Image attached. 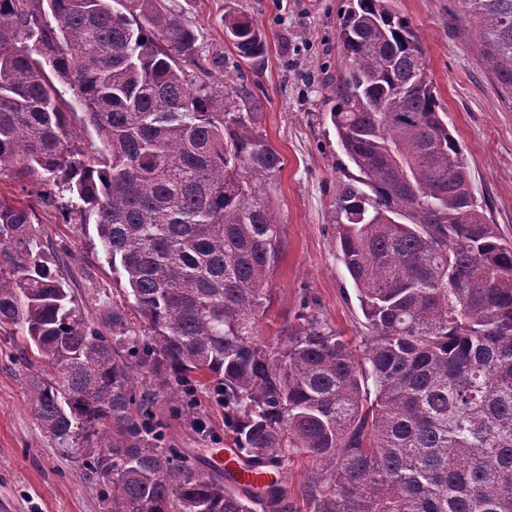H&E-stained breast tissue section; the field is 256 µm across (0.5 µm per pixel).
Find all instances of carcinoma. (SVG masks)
Listing matches in <instances>:
<instances>
[{
  "label": "carcinoma",
  "instance_id": "carcinoma-1",
  "mask_svg": "<svg viewBox=\"0 0 512 512\" xmlns=\"http://www.w3.org/2000/svg\"><path fill=\"white\" fill-rule=\"evenodd\" d=\"M457 2L511 101L512 0ZM224 34L234 69L264 57L246 15L225 12ZM339 40L329 117L358 171L337 224L359 356L306 301L278 342L258 340L282 232L260 188L282 159L251 90L209 81L167 0H0V166L94 221L142 320L91 326L33 207L0 200V333L37 352L34 414L81 448L112 512H286L284 488L230 489L164 447L169 417L203 426L190 396L211 386L248 462L282 467L292 448L319 463L313 512H512V241L391 0H349ZM77 112L99 140L83 160L65 147Z\"/></svg>",
  "mask_w": 512,
  "mask_h": 512
}]
</instances>
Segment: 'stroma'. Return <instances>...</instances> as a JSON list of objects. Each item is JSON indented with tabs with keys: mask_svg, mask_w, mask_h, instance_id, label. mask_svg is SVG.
<instances>
[{
	"mask_svg": "<svg viewBox=\"0 0 512 512\" xmlns=\"http://www.w3.org/2000/svg\"><path fill=\"white\" fill-rule=\"evenodd\" d=\"M196 34L198 56L227 86L247 84L258 103V127L282 159L263 185L282 221L280 253L271 276V306L259 325L273 343L309 301L343 339L363 349L367 334L357 291L337 246V210L356 170L341 151L329 120L342 59L337 40L347 0H170ZM252 17L266 38L264 58L234 70L236 56L221 19L227 7ZM421 38L428 73L461 143L471 179L487 215L512 240V103L500 99L457 0H394ZM41 185L0 167V197L32 205L54 269L92 326L113 311L131 323L140 317L125 281L114 273L93 225L79 214L60 215L64 200L43 204ZM35 358L23 357L12 337L0 335V512H104L101 480H90L37 420L29 388ZM206 421H170L169 440L196 460L210 449L233 447L224 430V405L213 392L198 394ZM307 454L285 461L288 512H309L305 488L316 471Z\"/></svg>",
	"mask_w": 512,
	"mask_h": 512,
	"instance_id": "35a3bbf8",
	"label": "stroma"
}]
</instances>
